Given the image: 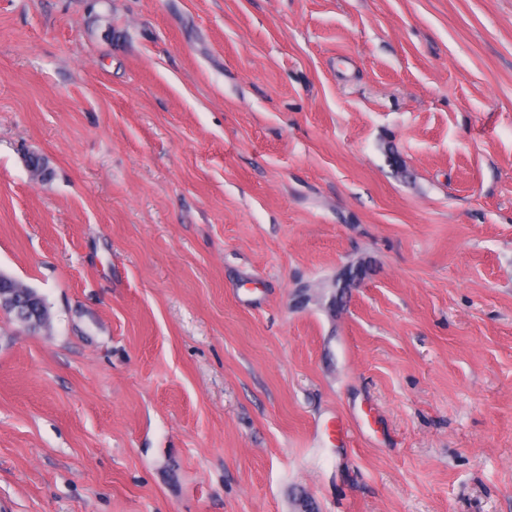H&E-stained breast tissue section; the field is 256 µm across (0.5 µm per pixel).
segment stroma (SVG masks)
<instances>
[{
	"instance_id": "1",
	"label": "stroma",
	"mask_w": 512,
	"mask_h": 512,
	"mask_svg": "<svg viewBox=\"0 0 512 512\" xmlns=\"http://www.w3.org/2000/svg\"><path fill=\"white\" fill-rule=\"evenodd\" d=\"M0 271V512H512V0H0Z\"/></svg>"
}]
</instances>
